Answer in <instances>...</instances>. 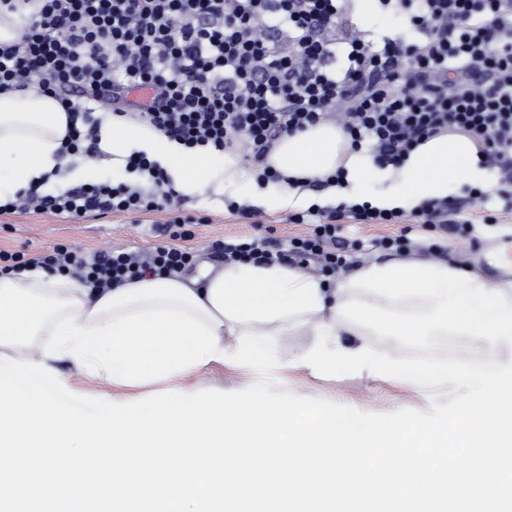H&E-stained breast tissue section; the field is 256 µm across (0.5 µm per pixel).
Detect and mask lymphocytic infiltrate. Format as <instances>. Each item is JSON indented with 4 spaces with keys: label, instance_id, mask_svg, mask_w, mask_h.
Returning <instances> with one entry per match:
<instances>
[{
    "label": "lymphocytic infiltrate",
    "instance_id": "lymphocytic-infiltrate-1",
    "mask_svg": "<svg viewBox=\"0 0 512 512\" xmlns=\"http://www.w3.org/2000/svg\"><path fill=\"white\" fill-rule=\"evenodd\" d=\"M350 0H0V19L17 29L0 43V92L52 95L71 127L61 150L100 152L94 112L105 109L163 132L186 152L238 154L262 183L284 182L266 160L283 136L331 122L352 149L396 163L425 138L460 133L481 146L498 197L512 211V0H378L405 14L415 35L365 41ZM150 97L131 99L137 88ZM153 185L100 182L56 192L32 185L0 214L48 211L66 218L166 212L185 219L180 194L159 162L129 156ZM394 224L396 212L352 205L298 212L311 225L289 256L323 271L343 268L332 246L343 219ZM188 248L115 249L92 258L67 246L32 263L95 289L191 266Z\"/></svg>",
    "mask_w": 512,
    "mask_h": 512
}]
</instances>
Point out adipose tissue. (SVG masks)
I'll list each match as a JSON object with an SVG mask.
<instances>
[{
    "instance_id": "1",
    "label": "adipose tissue",
    "mask_w": 512,
    "mask_h": 512,
    "mask_svg": "<svg viewBox=\"0 0 512 512\" xmlns=\"http://www.w3.org/2000/svg\"><path fill=\"white\" fill-rule=\"evenodd\" d=\"M67 112L48 94L0 93V202L44 175L82 166L60 152ZM148 141L186 191L211 183L208 154L189 156L163 133L116 122L107 147L122 155ZM289 179L344 168L316 204L414 210L453 183L484 178L477 142L441 134L417 146L400 172L353 152L324 123L281 139L267 159ZM225 187L268 211L308 202L300 187L256 188L225 156ZM399 302L432 306L448 336L467 337L452 367L463 386L450 414L427 428L358 423L336 413L297 414L260 394L232 403L193 393L143 400L87 418L47 402L51 360L65 357L115 383L165 380L224 357L238 366L269 354V337L301 327L311 344L292 359L314 373L366 369L419 389L439 377L402 368L403 339L431 320L386 314ZM372 319L392 357L341 341L344 324ZM47 336L21 366L0 364V512L36 505L123 504L126 512H512V285L448 262L395 259L357 268L335 286L281 263L237 262L196 275H154L98 292L36 267L0 278V346ZM39 459L30 471V459Z\"/></svg>"
}]
</instances>
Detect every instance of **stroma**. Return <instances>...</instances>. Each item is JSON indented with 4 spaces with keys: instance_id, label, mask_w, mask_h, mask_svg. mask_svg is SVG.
<instances>
[{
    "instance_id": "35a3bbf8",
    "label": "stroma",
    "mask_w": 512,
    "mask_h": 512,
    "mask_svg": "<svg viewBox=\"0 0 512 512\" xmlns=\"http://www.w3.org/2000/svg\"><path fill=\"white\" fill-rule=\"evenodd\" d=\"M353 20L371 35H391L408 27L403 16L380 10L377 0H356ZM482 190L485 197L479 201L472 198L465 185L449 193L448 216L453 223L444 232L417 224L409 212L397 224L343 220L341 237L347 245L348 269L391 259L427 260L436 243L442 246L443 260L464 269H478L472 254L477 242L512 237V213L500 211L495 175H488ZM233 198V193L224 188V173L220 170L205 192L186 194L182 211L193 216L195 222L189 225L190 236L184 244L195 252L197 267H223V260L214 253V246L220 241L236 243L266 234L273 249L285 252L291 239L311 230L310 225L290 223L285 208L260 211L255 221L242 217L227 207ZM166 219L163 212L79 219H64L49 212L2 214L0 250L28 259L59 244L76 247L87 255L112 249L147 251L166 242L167 237L162 233ZM399 236L404 239L401 248L386 250L378 245L381 238ZM310 343L304 331L291 330L270 337L269 359L260 368L240 369L228 355L204 371L138 385H116L78 368L71 360L60 359L52 363L63 383L54 401L64 407L79 408L84 416L91 417L109 405L119 408L142 399L172 402L192 391L228 402L260 391L271 400L300 409L331 410L368 423L395 416L425 426L445 417L458 397V389L452 382L424 395L414 385L395 377L340 371L314 375L305 369L289 367V360Z\"/></svg>"
}]
</instances>
